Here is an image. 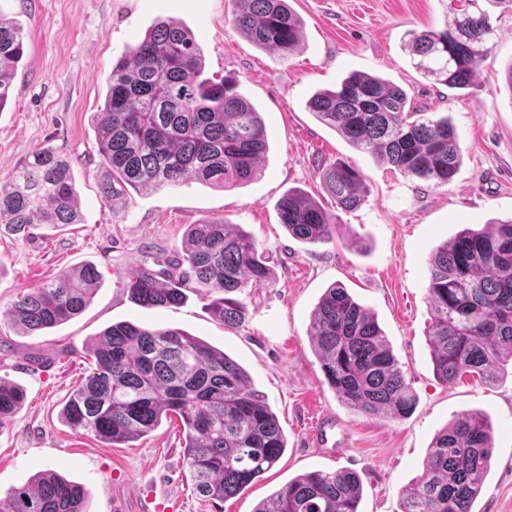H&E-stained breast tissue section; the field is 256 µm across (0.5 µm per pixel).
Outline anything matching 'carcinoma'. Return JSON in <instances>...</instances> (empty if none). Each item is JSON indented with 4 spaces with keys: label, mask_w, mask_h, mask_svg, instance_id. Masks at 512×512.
Listing matches in <instances>:
<instances>
[{
    "label": "carcinoma",
    "mask_w": 512,
    "mask_h": 512,
    "mask_svg": "<svg viewBox=\"0 0 512 512\" xmlns=\"http://www.w3.org/2000/svg\"><path fill=\"white\" fill-rule=\"evenodd\" d=\"M233 26L256 46L286 59L302 37L300 19L286 0H235ZM441 30L407 42L415 67L451 89H466L495 34L491 12L479 0H458ZM24 55L20 28L0 16V111L6 106ZM308 108L355 149L408 177L448 184L462 150L450 118L420 112L401 87L354 72L334 89L315 93ZM95 132L103 199L114 205L128 188L177 187L195 180L228 189L253 180L268 150L260 112L226 77L205 75L194 35L176 20L152 27L112 65ZM333 198L328 211L290 188L277 201L280 223L294 238L316 244L333 238L339 212L360 206L368 189L352 166L336 162L323 172ZM79 211L71 165L42 148L0 177V223L21 232L31 224H75ZM189 271L174 266L160 277L147 268L129 282L146 308L181 304L192 282L214 294L213 317L241 321L248 289L263 288L270 269L258 243L222 220L190 225L185 243ZM98 272L86 266L19 296L8 307L28 335L54 328L90 302ZM426 331L433 369L446 385L465 376L492 379L512 361V220L487 230H462L430 260ZM311 342L327 384L349 408L370 417L403 419L415 392L375 316L341 286L328 288L312 316ZM93 371L67 400L62 414L75 431L112 445L128 443L175 415L183 426L184 461L196 491L222 501L262 477L281 458L286 440L275 414L247 371L224 351L179 328L119 322L90 346ZM24 391L0 377V429L22 407ZM493 428L481 414L462 413L435 438L423 474L400 512H473L487 474ZM362 486L356 472L312 471L288 481L254 512H358ZM0 512H86V492L47 470L12 489Z\"/></svg>",
    "instance_id": "carcinoma-1"
}]
</instances>
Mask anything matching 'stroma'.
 Instances as JSON below:
<instances>
[{
	"instance_id": "35a3bbf8",
	"label": "stroma",
	"mask_w": 512,
	"mask_h": 512,
	"mask_svg": "<svg viewBox=\"0 0 512 512\" xmlns=\"http://www.w3.org/2000/svg\"><path fill=\"white\" fill-rule=\"evenodd\" d=\"M288 2L302 21L303 41L284 59L232 27L234 0H0V14L20 26L25 49L0 110V173L35 149L52 148L72 167L80 212L79 223L33 224L18 234L0 224V377L26 393L0 430V498L52 469L84 486L87 512H254L297 475L348 469L363 485L358 512H399L437 434L459 414L476 411L490 421L494 447L473 512H512V366L500 367L490 383L444 385L426 336L433 252L464 228L512 218V91L504 82L512 14L495 21L472 87L457 90L424 77L406 46L412 34L443 29L452 0ZM170 19L195 36L206 75L234 79L255 106L268 152L260 174L243 186L219 190L188 181L137 188L112 207L99 194L93 122L113 64ZM355 71L405 88L421 111L450 117L463 157L448 185L402 175L309 112L315 92ZM338 160L360 172L365 202L342 213L332 240L291 237L279 222L278 199L298 187L333 209L322 173ZM205 219L251 234L273 271L269 286L246 295L234 327L212 317L206 289L187 291L181 306L148 309L126 288L136 268L161 272L180 262L188 226ZM86 265L97 269L99 282L76 317L26 336L5 316L18 296ZM334 284L371 310L406 371L417 395L406 418L357 413L327 384L310 332L312 312ZM118 322L179 328L236 360L287 439L278 463L219 506L194 489L178 420L114 447L63 423V403L91 372L89 344ZM322 422L328 441L318 450L312 435Z\"/></svg>"
}]
</instances>
